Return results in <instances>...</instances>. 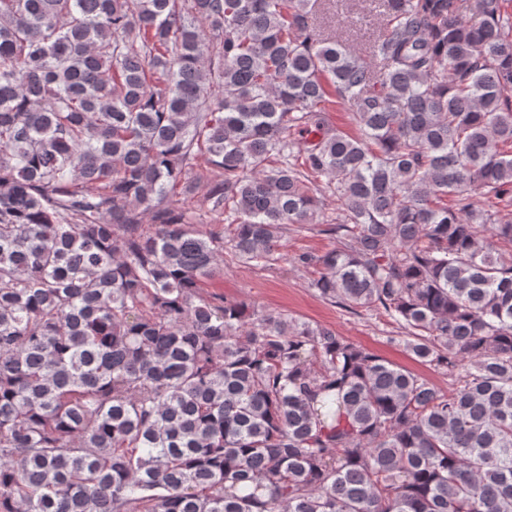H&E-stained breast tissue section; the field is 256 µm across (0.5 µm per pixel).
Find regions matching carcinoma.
Returning a JSON list of instances; mask_svg holds the SVG:
<instances>
[{"mask_svg": "<svg viewBox=\"0 0 512 512\" xmlns=\"http://www.w3.org/2000/svg\"><path fill=\"white\" fill-rule=\"evenodd\" d=\"M380 6L366 58L312 0H0V512H512V16ZM325 188L311 286L452 390L199 294ZM336 105L331 112H327V122L330 128L338 129L350 135L358 134V127L353 119L352 112H348L346 105L336 97ZM192 173L201 176L199 180V187L195 192V198L191 202H188L189 206L194 208L193 214L194 227L203 232H224V227L229 224L234 217L229 216V213L220 215L218 213H211L207 209V205L204 202L206 192L208 190V184L216 178V174L205 170V164L202 160H199L195 166H193Z\"/></svg>", "mask_w": 512, "mask_h": 512, "instance_id": "carcinoma-1", "label": "carcinoma"}]
</instances>
